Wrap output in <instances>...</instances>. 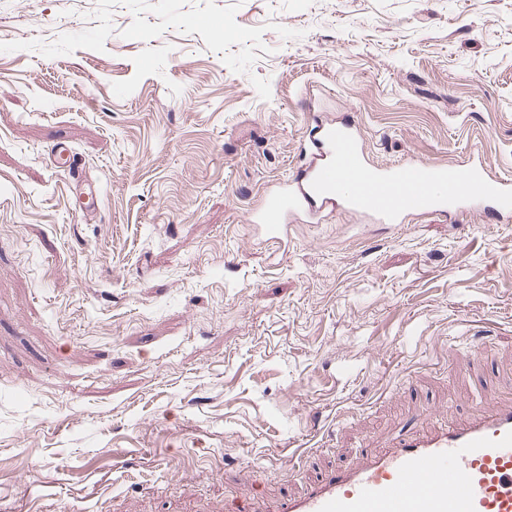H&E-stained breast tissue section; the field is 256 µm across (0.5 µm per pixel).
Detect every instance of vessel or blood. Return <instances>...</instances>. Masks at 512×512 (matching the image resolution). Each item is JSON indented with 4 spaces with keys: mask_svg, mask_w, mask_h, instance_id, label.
<instances>
[{
    "mask_svg": "<svg viewBox=\"0 0 512 512\" xmlns=\"http://www.w3.org/2000/svg\"><path fill=\"white\" fill-rule=\"evenodd\" d=\"M303 151L309 164L268 189L250 216L266 242H280L289 223H317L339 207L389 224L479 208L512 217V179L479 161L379 166L355 126L335 121L316 123ZM275 512H512V407L403 438L315 479Z\"/></svg>",
    "mask_w": 512,
    "mask_h": 512,
    "instance_id": "vessel-or-blood-1",
    "label": "vessel or blood"
}]
</instances>
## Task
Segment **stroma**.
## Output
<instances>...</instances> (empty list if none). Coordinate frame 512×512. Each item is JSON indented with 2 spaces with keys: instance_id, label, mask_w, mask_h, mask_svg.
I'll return each mask as SVG.
<instances>
[{
  "instance_id": "1",
  "label": "stroma",
  "mask_w": 512,
  "mask_h": 512,
  "mask_svg": "<svg viewBox=\"0 0 512 512\" xmlns=\"http://www.w3.org/2000/svg\"><path fill=\"white\" fill-rule=\"evenodd\" d=\"M312 112L512 176V0H0V512H269L512 403V223L252 232Z\"/></svg>"
}]
</instances>
